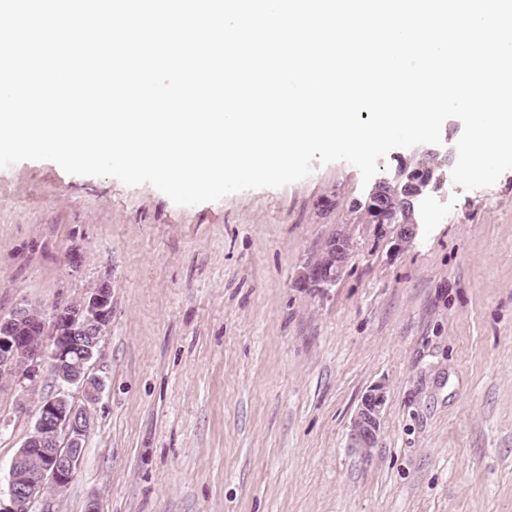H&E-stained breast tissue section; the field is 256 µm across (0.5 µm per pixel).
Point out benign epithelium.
Returning <instances> with one entry per match:
<instances>
[{
	"instance_id": "benign-epithelium-1",
	"label": "benign epithelium",
	"mask_w": 512,
	"mask_h": 512,
	"mask_svg": "<svg viewBox=\"0 0 512 512\" xmlns=\"http://www.w3.org/2000/svg\"><path fill=\"white\" fill-rule=\"evenodd\" d=\"M403 184L377 182L365 200H354L350 210L362 223L375 225L378 234H394L395 249L414 239L417 225L412 215L396 207L399 192L417 197L432 182L433 171L414 170ZM355 252L353 236L332 232L298 272L302 288L325 290L336 285ZM112 315V288L101 281L78 301L59 306L50 314L22 303L0 315V389L12 378L35 380L48 364L58 392L42 401L33 429L10 469L9 498L0 501V512H32L33 504L46 498L47 489H59L73 479L91 430L86 406L69 399L66 388L81 389L86 401L96 399L103 379L93 373L103 356L101 341ZM386 388L376 384L361 397L349 431V447L368 457L380 443Z\"/></svg>"
}]
</instances>
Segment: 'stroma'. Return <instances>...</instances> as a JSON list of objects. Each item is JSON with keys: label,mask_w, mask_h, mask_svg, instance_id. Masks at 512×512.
I'll list each match as a JSON object with an SVG mask.
<instances>
[{"label": "stroma", "mask_w": 512, "mask_h": 512, "mask_svg": "<svg viewBox=\"0 0 512 512\" xmlns=\"http://www.w3.org/2000/svg\"><path fill=\"white\" fill-rule=\"evenodd\" d=\"M369 192L345 162L195 206L0 168V315L112 286L84 455L35 512H512V170L470 191L444 175L398 251L349 209ZM341 227V281L299 287ZM378 383L365 458L350 423ZM56 392L46 369L0 389L1 492ZM387 401L386 388L376 384L361 397L353 415L349 431V448L369 457L380 443V425L382 413Z\"/></svg>", "instance_id": "obj_1"}]
</instances>
